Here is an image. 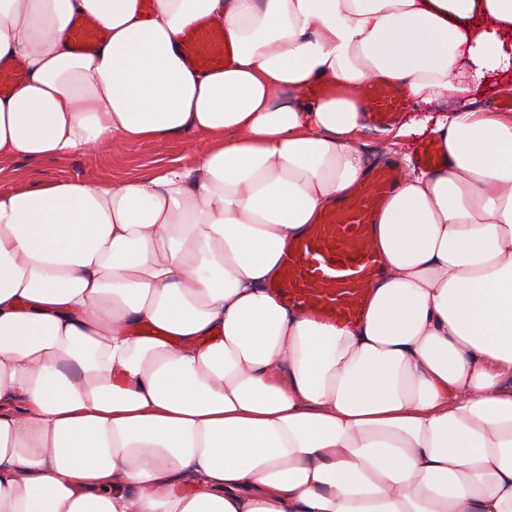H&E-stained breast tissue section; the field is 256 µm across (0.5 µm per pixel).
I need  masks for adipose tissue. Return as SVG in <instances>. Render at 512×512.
I'll return each mask as SVG.
<instances>
[{"label": "adipose tissue", "instance_id": "adipose-tissue-1", "mask_svg": "<svg viewBox=\"0 0 512 512\" xmlns=\"http://www.w3.org/2000/svg\"><path fill=\"white\" fill-rule=\"evenodd\" d=\"M202 18L223 70L183 58ZM0 61V159L199 143L0 191V512H512V117L393 131L446 160L396 155L358 322L269 288L368 174L355 90L470 97L512 71V0H0ZM68 36L76 50L89 53L103 39L104 31L91 19H78L70 27Z\"/></svg>", "mask_w": 512, "mask_h": 512}]
</instances>
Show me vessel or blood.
I'll list each match as a JSON object with an SVG mask.
<instances>
[{
	"instance_id": "1",
	"label": "vessel or blood",
	"mask_w": 512,
	"mask_h": 512,
	"mask_svg": "<svg viewBox=\"0 0 512 512\" xmlns=\"http://www.w3.org/2000/svg\"><path fill=\"white\" fill-rule=\"evenodd\" d=\"M73 47L91 52L104 31L90 19L76 20L69 29ZM181 51L189 67L210 71L227 61L224 32L200 19L181 35ZM359 96L370 121L394 124L407 105L398 90L371 84ZM400 174L393 166L373 168L344 199L322 210L306 233L283 254L274 292L288 306L334 324H351L364 314L371 287L380 274V260L371 245L372 226L392 194Z\"/></svg>"
}]
</instances>
